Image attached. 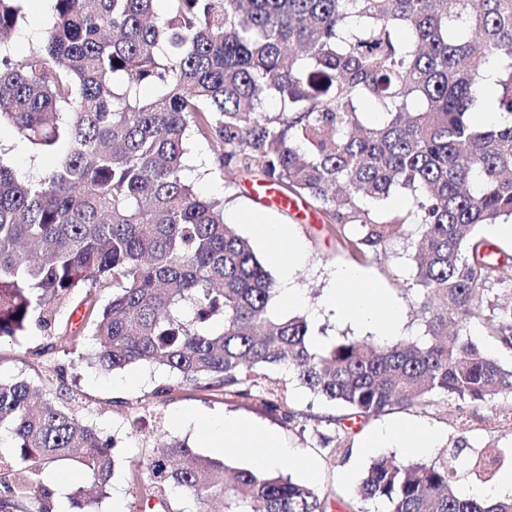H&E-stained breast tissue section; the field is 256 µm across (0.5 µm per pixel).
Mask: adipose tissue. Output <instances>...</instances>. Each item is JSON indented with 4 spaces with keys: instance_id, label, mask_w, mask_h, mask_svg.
I'll return each mask as SVG.
<instances>
[{
    "instance_id": "ef3b65f1",
    "label": "adipose tissue",
    "mask_w": 512,
    "mask_h": 512,
    "mask_svg": "<svg viewBox=\"0 0 512 512\" xmlns=\"http://www.w3.org/2000/svg\"><path fill=\"white\" fill-rule=\"evenodd\" d=\"M256 232L269 248L271 261L280 270L279 288L284 301L295 306L301 302V294L294 281V272L303 255L296 241L293 225L272 224L258 221ZM329 302L336 315L343 321L374 326L378 335H395L402 325V309L378 288L369 276L359 268L339 267L331 274ZM202 429L210 445L216 449L246 448L252 450L260 466L273 468L279 465L282 446L278 437L253 422L237 418H208L202 420ZM393 444L402 448L426 450L430 435L421 429H407L392 423L364 438V445L377 448Z\"/></svg>"
}]
</instances>
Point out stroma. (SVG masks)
Listing matches in <instances>:
<instances>
[{"label":"stroma","mask_w":512,"mask_h":512,"mask_svg":"<svg viewBox=\"0 0 512 512\" xmlns=\"http://www.w3.org/2000/svg\"><path fill=\"white\" fill-rule=\"evenodd\" d=\"M51 22L49 0H26L24 19L11 44L14 55L28 54ZM185 164L197 173L193 180L197 193L223 199L227 223L233 224L244 237H253V224L259 217L275 224L294 225L304 255L296 271L304 298L297 313L307 317L311 336L319 338L323 348H330L346 338L366 342L372 339L369 332L340 324L327 307L328 274L339 267L366 270L373 282L402 306L404 325L400 338L421 337L424 325L414 282V249L410 237L392 238L383 249L363 256L344 248L320 215L304 219L259 198L254 192L260 182L258 175L237 171L224 173L216 163L210 143L203 137H190ZM49 344V339L36 330L19 339L0 340V376L26 379L52 390L63 385L82 394L84 405L78 410L81 419L102 435L112 437L115 443L112 450L115 474L107 497L98 505V512H112V499L116 496L122 499L123 512H147L131 483L130 474L142 466L150 449L162 440H184L200 454L211 455L202 431L187 420L191 414H234L273 430L286 450L279 472L300 480L302 477L293 467V458L297 455L310 457L315 471L307 478L309 484L323 490L332 488L345 495L374 459L387 455L403 464L428 462L435 458L438 449L457 437L466 438L476 449H499L504 470H512V397L508 395L490 404L441 398L425 411L396 408L359 421L350 432L349 451L345 456L332 459L322 450L320 438L335 435V420L343 416V409L301 387L288 372L277 371L276 377L288 387V403L297 415L293 424L285 422L280 413L266 409L260 402L189 386L176 390L171 401L162 404L152 397L155 388L170 379L162 368L140 364L114 373L98 372L80 363L76 356L50 349ZM394 420L426 427L433 434L431 448L416 452L390 445L364 447L363 438L367 433Z\"/></svg>","instance_id":"35a3bbf8"}]
</instances>
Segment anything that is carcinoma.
Listing matches in <instances>:
<instances>
[{
  "label": "carcinoma",
  "instance_id": "cac0c4a2",
  "mask_svg": "<svg viewBox=\"0 0 512 512\" xmlns=\"http://www.w3.org/2000/svg\"><path fill=\"white\" fill-rule=\"evenodd\" d=\"M23 0H0V135L35 161L33 180L0 162V339L33 328L101 371L156 365L181 386L256 400L290 423L282 370L359 417L436 398L488 403L512 394L505 366L466 329L512 352V256L478 233L512 219V0H51L53 21L15 58ZM480 60L497 63L496 107ZM151 87L155 95L140 96ZM275 97L280 110L262 111ZM372 102L383 120L364 119ZM207 138L226 172L257 171L311 201L343 246L376 252L411 226L423 338L310 343L300 316L272 312L276 285L249 241L224 223V200L183 177L189 136ZM401 194L411 208L377 212ZM107 290L106 304L96 294ZM81 321L96 347L77 353ZM74 392L0 378V512H56L44 475L79 468L71 512H94L113 474V441L76 413ZM460 438L430 462L380 457L346 499L271 471L234 468L170 440L153 449L139 482L154 512L162 491L224 512H512V499L460 493L500 469Z\"/></svg>",
  "mask_w": 512,
  "mask_h": 512
}]
</instances>
